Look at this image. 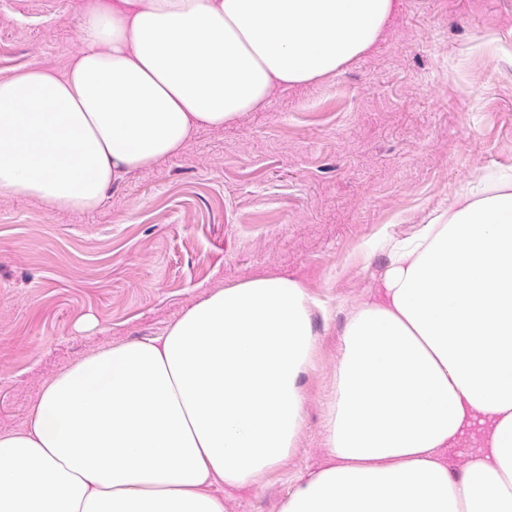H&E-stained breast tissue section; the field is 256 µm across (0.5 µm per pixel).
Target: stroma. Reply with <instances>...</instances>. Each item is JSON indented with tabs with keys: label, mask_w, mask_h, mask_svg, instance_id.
Instances as JSON below:
<instances>
[{
	"label": "stroma",
	"mask_w": 512,
	"mask_h": 512,
	"mask_svg": "<svg viewBox=\"0 0 512 512\" xmlns=\"http://www.w3.org/2000/svg\"><path fill=\"white\" fill-rule=\"evenodd\" d=\"M84 0H0V78L63 70ZM512 164V0H401L383 39L321 83L274 94L112 185L95 211L0 195V434L28 428L47 380L96 350L161 335L257 276L316 303L297 446L224 512H281L329 460L343 331L377 296L385 253L475 173Z\"/></svg>",
	"instance_id": "stroma-1"
}]
</instances>
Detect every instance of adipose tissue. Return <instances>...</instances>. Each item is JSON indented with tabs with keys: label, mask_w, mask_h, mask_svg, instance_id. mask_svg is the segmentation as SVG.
Returning a JSON list of instances; mask_svg holds the SVG:
<instances>
[{
	"label": "adipose tissue",
	"mask_w": 512,
	"mask_h": 512,
	"mask_svg": "<svg viewBox=\"0 0 512 512\" xmlns=\"http://www.w3.org/2000/svg\"><path fill=\"white\" fill-rule=\"evenodd\" d=\"M396 8L90 0L63 73L0 79V194L95 210L200 128L359 59ZM365 249L389 262L381 300L344 328L334 462L281 512H512V165ZM313 306L296 281L253 278L58 374L29 429L0 434V512H224L214 485H260L296 445ZM464 443L451 468L446 451Z\"/></svg>",
	"instance_id": "adipose-tissue-1"
}]
</instances>
